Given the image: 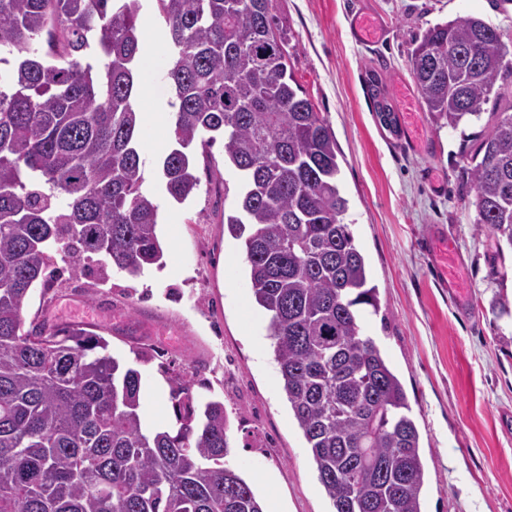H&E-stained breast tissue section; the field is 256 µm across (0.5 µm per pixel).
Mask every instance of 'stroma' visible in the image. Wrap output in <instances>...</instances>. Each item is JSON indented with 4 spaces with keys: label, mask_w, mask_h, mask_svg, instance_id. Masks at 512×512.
Here are the masks:
<instances>
[{
    "label": "stroma",
    "mask_w": 512,
    "mask_h": 512,
    "mask_svg": "<svg viewBox=\"0 0 512 512\" xmlns=\"http://www.w3.org/2000/svg\"><path fill=\"white\" fill-rule=\"evenodd\" d=\"M142 58L150 79L138 107L177 109L166 78L168 45L156 0H140ZM288 35L296 82L336 137L346 222L376 285L372 336L407 393L426 469L422 512H512V253L497 257L475 225L460 180L470 141L437 128L425 111L409 56L427 24L476 16L512 51V2L494 0H272ZM368 17L379 39L362 41L352 16ZM378 84L393 109L384 123L370 96ZM143 189L158 207L164 265L137 277L117 270L48 271L34 285L26 321L83 323L101 330L111 354L142 374L145 418L169 423L156 384L180 376L200 401L229 416L230 453L268 512H330L310 450L278 380L267 317L253 305L243 244L224 230L236 204V172L222 144L196 151L201 185L184 203L165 192L160 162L167 127L142 125ZM447 259L439 279L436 259Z\"/></svg>",
    "instance_id": "obj_1"
}]
</instances>
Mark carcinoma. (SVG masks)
<instances>
[{
    "label": "carcinoma",
    "mask_w": 512,
    "mask_h": 512,
    "mask_svg": "<svg viewBox=\"0 0 512 512\" xmlns=\"http://www.w3.org/2000/svg\"><path fill=\"white\" fill-rule=\"evenodd\" d=\"M178 102L164 190L198 189L194 149L221 139L239 172L228 233L244 240L280 384L332 512H422L425 465L403 384L364 307L378 310L344 223L338 148L294 85L270 0H158ZM139 0H0V512H266L234 469L228 415L169 378L175 422L143 429L142 375L84 324L25 326L35 283L62 261L131 277L163 266L140 162ZM478 17L425 29L409 63L441 128L487 118L468 205L512 248V104L485 113L512 63Z\"/></svg>",
    "instance_id": "obj_1"
}]
</instances>
